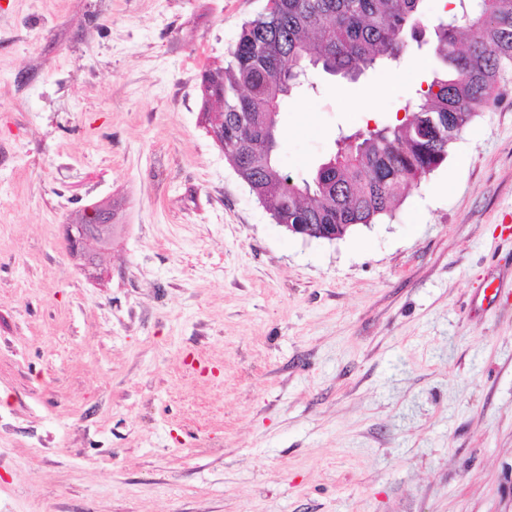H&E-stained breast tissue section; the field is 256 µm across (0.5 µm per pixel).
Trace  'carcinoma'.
I'll list each match as a JSON object with an SVG mask.
<instances>
[{"label":"carcinoma","mask_w":512,"mask_h":512,"mask_svg":"<svg viewBox=\"0 0 512 512\" xmlns=\"http://www.w3.org/2000/svg\"><path fill=\"white\" fill-rule=\"evenodd\" d=\"M422 0H273L246 21L224 66V117L271 112L270 139L248 124L224 153L275 223L345 224V233L390 216L409 185L438 169L454 140L512 77V0H458L450 22L425 24ZM431 29L436 61L392 124L342 134L336 166L294 179L279 167L282 100L326 73L355 80L397 62ZM466 48H459L460 39Z\"/></svg>","instance_id":"obj_1"}]
</instances>
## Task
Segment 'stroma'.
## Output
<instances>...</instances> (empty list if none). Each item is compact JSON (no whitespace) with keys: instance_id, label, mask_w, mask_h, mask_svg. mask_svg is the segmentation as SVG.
I'll use <instances>...</instances> for the list:
<instances>
[{"instance_id":"1","label":"stroma","mask_w":512,"mask_h":512,"mask_svg":"<svg viewBox=\"0 0 512 512\" xmlns=\"http://www.w3.org/2000/svg\"><path fill=\"white\" fill-rule=\"evenodd\" d=\"M266 5L0 0V512H512V82L393 217L296 238L202 88ZM432 69L284 98V170Z\"/></svg>"}]
</instances>
